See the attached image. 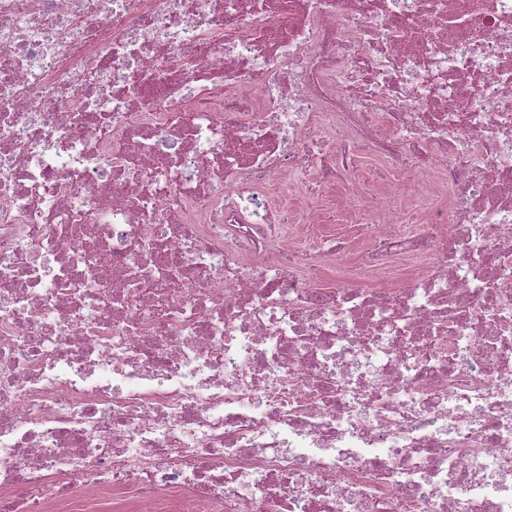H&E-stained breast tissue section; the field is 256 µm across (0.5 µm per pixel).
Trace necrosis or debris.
Listing matches in <instances>:
<instances>
[{"instance_id": "1", "label": "necrosis or debris", "mask_w": 512, "mask_h": 512, "mask_svg": "<svg viewBox=\"0 0 512 512\" xmlns=\"http://www.w3.org/2000/svg\"><path fill=\"white\" fill-rule=\"evenodd\" d=\"M511 42L512 0H0V512H512ZM343 179L410 277L316 287L347 245L288 226ZM382 176L394 178L389 173L388 164L377 159H365L361 167L352 175V179L360 181L370 191H377L385 186L381 180ZM395 183H403L405 190L401 193L398 198V208L405 214L407 223L403 225L405 228H412L414 225L423 224L422 221L425 219V213L421 206V202L425 199L417 193L415 186H409L407 180L403 177H396L393 180Z\"/></svg>"}]
</instances>
